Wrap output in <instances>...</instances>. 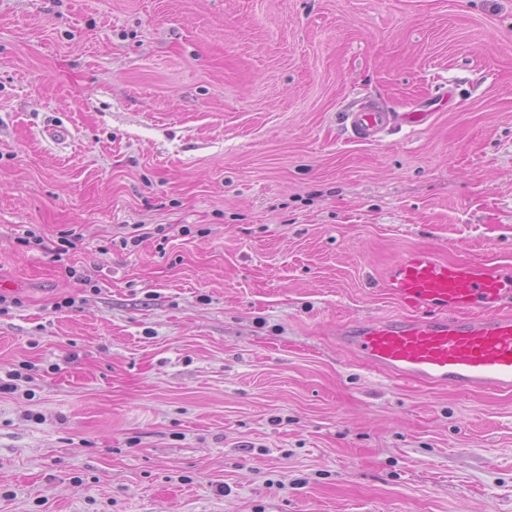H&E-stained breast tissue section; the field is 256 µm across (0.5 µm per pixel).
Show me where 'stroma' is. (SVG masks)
Listing matches in <instances>:
<instances>
[{"label":"stroma","mask_w":512,"mask_h":512,"mask_svg":"<svg viewBox=\"0 0 512 512\" xmlns=\"http://www.w3.org/2000/svg\"><path fill=\"white\" fill-rule=\"evenodd\" d=\"M415 247L512 266V0H0V512H512V392L336 346ZM428 117V113L425 112L399 114L379 108H360L345 114V120L355 138L364 143L378 141L382 134L394 125L401 123L422 125Z\"/></svg>","instance_id":"35a3bbf8"}]
</instances>
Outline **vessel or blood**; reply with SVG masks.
I'll list each match as a JSON object with an SVG mask.
<instances>
[{
  "label": "vessel or blood",
  "mask_w": 512,
  "mask_h": 512,
  "mask_svg": "<svg viewBox=\"0 0 512 512\" xmlns=\"http://www.w3.org/2000/svg\"><path fill=\"white\" fill-rule=\"evenodd\" d=\"M427 118L379 108L345 115L364 143L378 141L394 125H420ZM383 280L400 315L338 325L341 347L409 383L512 390V271L493 263H450L416 248L401 254Z\"/></svg>",
  "instance_id": "b4317fda"
}]
</instances>
